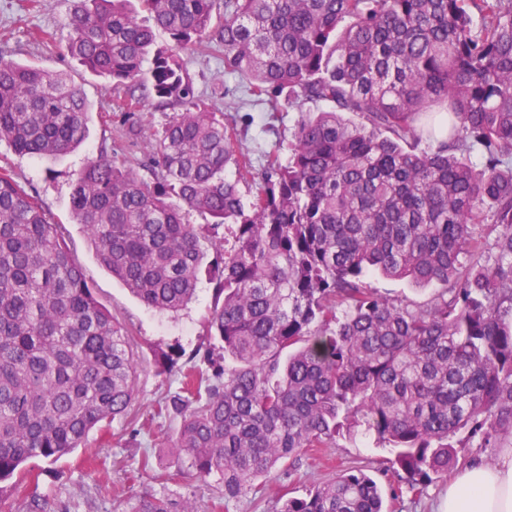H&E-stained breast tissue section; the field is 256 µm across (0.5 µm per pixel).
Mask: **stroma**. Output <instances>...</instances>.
<instances>
[{
    "label": "stroma",
    "mask_w": 512,
    "mask_h": 512,
    "mask_svg": "<svg viewBox=\"0 0 512 512\" xmlns=\"http://www.w3.org/2000/svg\"><path fill=\"white\" fill-rule=\"evenodd\" d=\"M76 4L77 0H42L35 7L29 0H0V53L22 64L68 73L92 106L89 135L78 150L55 160H41L16 156L1 145L0 166H10L16 178L39 197L53 221L64 225L72 254L92 283L97 300L134 336L140 363L133 402L136 419L103 424L90 434L85 446L57 462L30 460L27 468L33 480L23 495L13 498L12 512H26L32 496L46 500L49 512H131L146 491L163 493L176 501L189 498L198 512H211V499L216 494L213 484L187 477L162 485L151 472L142 471L141 463L148 455L154 465L173 471L178 468L167 446L178 424L157 416L155 403L164 394L179 390L181 370L188 368L196 350L211 343L207 317L212 287L207 280H200L195 300L175 316L147 308L99 265L93 247L70 212L72 184L87 162L110 144L120 149L126 167L141 171L144 155L169 113L150 100L131 116L114 110L107 80L86 71L66 50L70 32L65 22ZM181 62L196 94L212 100L223 112L225 125L234 128V148L248 153L255 167L264 165L267 152L291 141L299 112H272L267 105L252 101L239 77L225 72L222 53L186 51ZM105 112L111 113V121L102 120ZM131 126L140 132L133 142L126 137ZM168 347L182 349L183 356L178 371L161 375L154 365V353ZM389 457L387 449L361 437L338 438L334 447L302 457L294 467L269 479L262 501L247 496L231 503L229 512H275L283 496L305 495L315 484L355 465L365 467L381 485L389 512H436L446 496L447 481L431 485L427 496L419 500L395 495L400 481L389 470Z\"/></svg>",
    "instance_id": "1"
}]
</instances>
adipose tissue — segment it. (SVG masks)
Here are the masks:
<instances>
[{"label":"adipose tissue","mask_w":512,"mask_h":512,"mask_svg":"<svg viewBox=\"0 0 512 512\" xmlns=\"http://www.w3.org/2000/svg\"><path fill=\"white\" fill-rule=\"evenodd\" d=\"M444 512H512V448L493 466L468 465L448 485Z\"/></svg>","instance_id":"ef3b65f1"}]
</instances>
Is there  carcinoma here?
Here are the masks:
<instances>
[{
	"instance_id": "obj_1",
	"label": "carcinoma",
	"mask_w": 512,
	"mask_h": 512,
	"mask_svg": "<svg viewBox=\"0 0 512 512\" xmlns=\"http://www.w3.org/2000/svg\"><path fill=\"white\" fill-rule=\"evenodd\" d=\"M136 2L78 0L67 51L123 89L122 112L147 98L181 111L155 134L151 182L105 148L70 207L100 265L145 306L176 314L201 274L212 285L219 353L206 349L155 406L180 419L177 461L217 482L211 507L261 493L258 479L357 427L391 449L389 469L418 498L471 440L500 447L512 436V0ZM184 50L223 52L255 100L302 114L288 158L268 156L247 200L251 159L184 77ZM90 112L67 73L0 57V144L14 153L71 152ZM192 212L210 221L191 224ZM67 238L0 166L1 508L27 461L134 420L133 337ZM375 272L438 290L424 304L389 299L367 286ZM181 356L159 350L158 373ZM132 512L197 509L146 492ZM277 512L387 510L356 466Z\"/></svg>"
}]
</instances>
